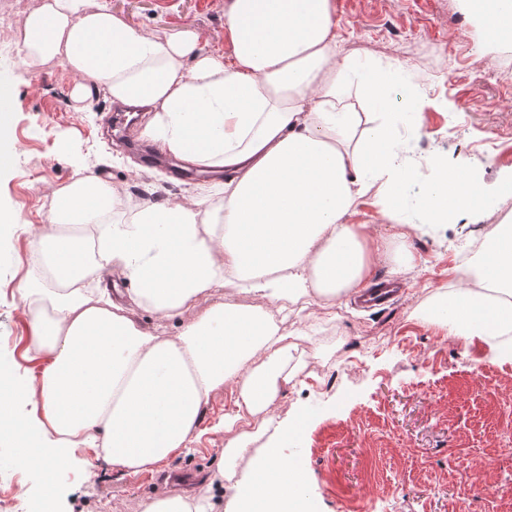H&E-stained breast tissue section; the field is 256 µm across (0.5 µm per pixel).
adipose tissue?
<instances>
[{
  "mask_svg": "<svg viewBox=\"0 0 512 512\" xmlns=\"http://www.w3.org/2000/svg\"><path fill=\"white\" fill-rule=\"evenodd\" d=\"M463 5L493 18L485 45L512 41V0ZM334 11V0H225L224 28L206 52L200 31L135 28L109 0H40L17 19L26 68L62 63L74 78L71 99L96 90L146 113L143 139L224 177L220 210L194 198L128 219L99 178L54 191L52 223L98 225L97 267L117 268L132 290L116 300L79 286L84 238L46 231L36 240L57 281L22 287L39 303L31 346L42 368L34 381L0 368V438L45 493L83 448L91 470L159 466L186 447L222 391L235 420L272 412L294 344L265 303L354 294L370 284L377 256L391 258L399 277L416 265L405 233L372 246L365 225L351 223L366 198L392 223L411 209L437 225L492 217L512 195V174L490 191L476 169L449 167L440 154L418 170L396 132L422 128L421 98L394 112L388 92L398 74L342 53ZM487 240L475 267H457L456 288L433 296L426 319L449 335L512 334V225H495ZM241 286L256 305L217 301ZM145 307L198 315L170 339L136 323ZM21 405L31 415H19ZM305 496L304 466L273 446L236 481L226 512H307Z\"/></svg>",
  "mask_w": 512,
  "mask_h": 512,
  "instance_id": "obj_1",
  "label": "adipose tissue"
}]
</instances>
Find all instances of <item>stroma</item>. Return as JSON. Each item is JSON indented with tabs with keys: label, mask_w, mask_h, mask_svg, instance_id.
<instances>
[{
	"label": "stroma",
	"mask_w": 512,
	"mask_h": 512,
	"mask_svg": "<svg viewBox=\"0 0 512 512\" xmlns=\"http://www.w3.org/2000/svg\"><path fill=\"white\" fill-rule=\"evenodd\" d=\"M130 25L158 33L222 30L224 0H111ZM339 46L362 60L419 74L424 127H400L417 162L434 153L452 166H478L488 189L512 169V45L477 52L479 22L459 0H334ZM10 85L9 137L0 142V208L14 221L0 225V358L15 376H37L30 318L20 288L41 264L32 242L50 219L52 193L80 177L106 181L125 198L160 205L207 194L216 176L177 180L148 166L138 148L137 120L109 126L117 106L104 95L71 101L70 72L62 65L29 77L18 57L0 56V79ZM408 244L417 265L402 295L373 311L350 296L312 305L313 319L282 311L284 330L303 329L297 344L320 349L319 358L294 363L281 383L276 414L286 423L306 414L308 425L281 443L301 460L316 512H512V360L482 339L459 338L423 320L419 308L436 290L456 281L458 256L488 221L461 218L416 227ZM231 397L220 393L205 408L188 447L158 473L186 472L183 490L206 486L225 441L249 433L262 416L225 431ZM0 441V512H142L163 491L154 474L128 475L108 467L88 475L75 461L55 472L46 497L32 475L11 463ZM481 487L474 497L472 487Z\"/></svg>",
	"instance_id": "35a3bbf8"
}]
</instances>
